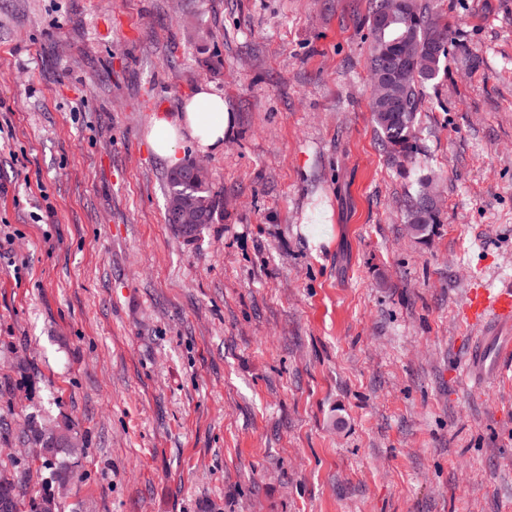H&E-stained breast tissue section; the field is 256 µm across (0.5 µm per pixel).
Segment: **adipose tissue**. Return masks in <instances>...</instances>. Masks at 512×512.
<instances>
[{"mask_svg": "<svg viewBox=\"0 0 512 512\" xmlns=\"http://www.w3.org/2000/svg\"><path fill=\"white\" fill-rule=\"evenodd\" d=\"M233 127L234 116L228 112L223 96L204 84L185 100L175 117L155 115L148 140L154 152L175 167L181 162L179 146L204 153L220 152Z\"/></svg>", "mask_w": 512, "mask_h": 512, "instance_id": "1", "label": "adipose tissue"}]
</instances>
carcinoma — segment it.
I'll return each instance as SVG.
<instances>
[{
	"label": "carcinoma",
	"instance_id": "carcinoma-1",
	"mask_svg": "<svg viewBox=\"0 0 512 512\" xmlns=\"http://www.w3.org/2000/svg\"><path fill=\"white\" fill-rule=\"evenodd\" d=\"M393 2L375 0L367 19L373 36L369 57L370 75L377 74L386 53L409 35L417 39L423 52L422 61L411 64L401 86L402 118L393 120L376 107H371L373 120L381 134V146L394 163L419 153L418 125L424 104V88L445 69L450 51L460 50L462 45L453 36L448 23L434 20L430 6L416 0L410 15L395 12L385 27H377L379 16L386 14ZM428 192V184L422 180L415 193L408 195L405 202L406 223L415 225L419 235L424 234L430 225L440 223L438 210L428 209L424 216L416 210V207L425 204ZM175 196L206 201L208 212L205 224H214L222 216L220 196L212 190L208 181L192 185L179 180L171 172L167 180V198ZM24 438L48 449L49 456L40 458L36 468L37 473H45L47 477L43 479L42 488L32 495L27 492V485L31 481L30 469L24 467L14 455L0 458V503L10 504L8 512H61L57 489L74 478V467L83 448L67 421L43 426L32 420L24 431Z\"/></svg>",
	"mask_w": 512,
	"mask_h": 512
}]
</instances>
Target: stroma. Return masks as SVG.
I'll list each match as a JSON object with an SVG mask.
<instances>
[{
	"instance_id": "obj_1",
	"label": "stroma",
	"mask_w": 512,
	"mask_h": 512,
	"mask_svg": "<svg viewBox=\"0 0 512 512\" xmlns=\"http://www.w3.org/2000/svg\"><path fill=\"white\" fill-rule=\"evenodd\" d=\"M434 4L464 48L395 165L371 0H0V449L69 420L63 512H512L461 318L512 281V0ZM203 83L235 131L189 240L148 135ZM428 188V184L424 180H421L415 193L408 195L405 202L406 223L410 225L414 224L416 226V233L418 235H424V233L430 227V224L440 223L439 210L427 209L425 216L419 215V210H416L417 206H424L425 201L429 197Z\"/></svg>"
}]
</instances>
